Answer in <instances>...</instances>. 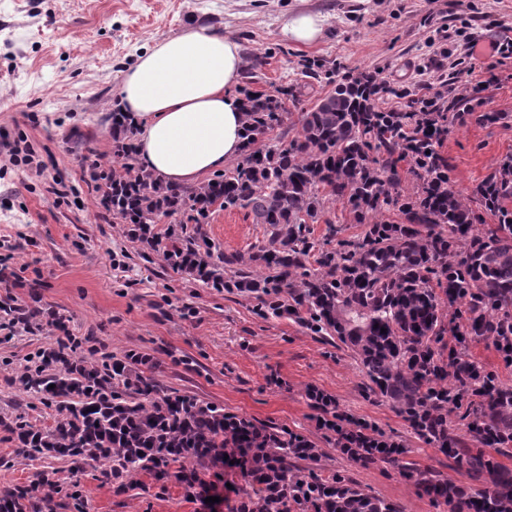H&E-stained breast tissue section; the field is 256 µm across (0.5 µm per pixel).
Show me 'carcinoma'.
<instances>
[{
  "mask_svg": "<svg viewBox=\"0 0 512 512\" xmlns=\"http://www.w3.org/2000/svg\"><path fill=\"white\" fill-rule=\"evenodd\" d=\"M296 92L295 85L243 91L240 159L196 187H172L141 167L113 177L112 215L124 224H156L187 209L189 219L203 224L218 204L267 225L266 239L245 254L220 255L224 272L210 263L203 281L252 295L265 319L288 317L337 339L360 361L369 394L388 403L423 443L489 474L492 485L457 498L448 479L406 460L404 444L310 389L334 448L352 460L369 455L396 465L451 512L512 510V470L484 452L512 448V387L469 355L480 342L501 358L512 355V155L463 195L439 151L448 113L438 110L425 121L417 108L381 112L368 84L347 81L303 113L290 140L270 137ZM112 150L125 160L136 152L118 108ZM405 161L414 178L410 190L400 175ZM337 202L349 207L362 232L319 247L309 225L332 223L327 214ZM481 209L497 223L478 225ZM202 246L173 244L163 259L176 269L194 254L211 260L214 246L206 240ZM25 385L55 404L59 419L47 429L16 425L19 443L39 454L108 460L119 490L149 473L158 481L173 478L198 497L212 475L231 465L244 480L237 512H400L350 478L324 473L321 449L305 436L193 397L162 395L140 373L108 376L99 362L83 358L76 370L38 374ZM453 414L466 422L470 441L448 425ZM230 448L241 452L232 462L224 459ZM35 508L24 486L0 496V512Z\"/></svg>",
  "mask_w": 512,
  "mask_h": 512,
  "instance_id": "cac0c4a2",
  "label": "carcinoma"
}]
</instances>
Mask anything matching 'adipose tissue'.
I'll return each instance as SVG.
<instances>
[{
  "label": "adipose tissue",
  "instance_id": "obj_1",
  "mask_svg": "<svg viewBox=\"0 0 512 512\" xmlns=\"http://www.w3.org/2000/svg\"><path fill=\"white\" fill-rule=\"evenodd\" d=\"M243 68L239 44L204 26L137 58L122 77L118 105L138 132L144 170L191 185L240 155L244 116L231 87Z\"/></svg>",
  "mask_w": 512,
  "mask_h": 512
}]
</instances>
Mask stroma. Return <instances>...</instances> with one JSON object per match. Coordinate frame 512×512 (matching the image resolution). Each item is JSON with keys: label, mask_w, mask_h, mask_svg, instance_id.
<instances>
[{"label": "stroma", "mask_w": 512, "mask_h": 512, "mask_svg": "<svg viewBox=\"0 0 512 512\" xmlns=\"http://www.w3.org/2000/svg\"><path fill=\"white\" fill-rule=\"evenodd\" d=\"M297 12L324 17L319 42L304 46L284 37V23ZM198 25L238 42L245 63L239 85L256 92H272L310 67L333 72V81L372 74L391 89L379 108L403 110L426 84L443 86L448 106L464 83H483L440 147L455 189L471 193L512 155V58L487 69L462 50L468 39L485 48L512 31V0H0V259L15 274L11 288L0 285V301L11 295L27 310L59 311L80 343L79 355H149L150 375L164 392L308 437L323 451L320 467L348 476L400 512H447L418 494L398 468L355 463L325 440L305 396L310 387L402 440L419 469L469 490L491 483L425 445L387 403L368 395L349 349L291 319L261 318L251 296L171 268L96 206L91 175L115 161L111 117L124 71L160 40ZM333 81L311 82L288 99L277 135L291 138L302 112ZM488 112L498 120L486 121ZM11 143L29 145L28 159L10 162ZM170 227L180 229L181 240L205 239L223 253L246 252L265 234L243 212L219 208L208 223H188L179 212L157 229ZM54 342L46 327L0 340V493L50 485L47 496L35 499L39 512H234L243 485L235 468L213 479L208 504L186 497L173 480L160 484L142 475L119 493L103 466L30 458L9 426L20 418L53 425L54 406L39 401L21 378Z\"/></svg>", "instance_id": "1"}]
</instances>
